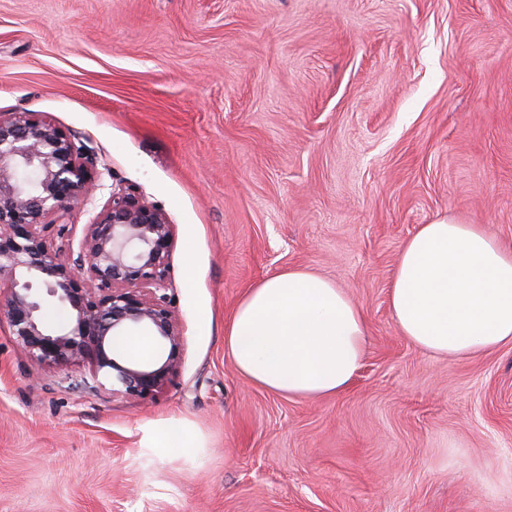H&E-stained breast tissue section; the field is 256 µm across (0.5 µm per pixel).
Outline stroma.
Here are the masks:
<instances>
[{"instance_id": "stroma-1", "label": "stroma", "mask_w": 512, "mask_h": 512, "mask_svg": "<svg viewBox=\"0 0 512 512\" xmlns=\"http://www.w3.org/2000/svg\"><path fill=\"white\" fill-rule=\"evenodd\" d=\"M52 118L175 226L184 352L152 398L38 371L0 320V512H512V344L400 335L403 243L448 217L512 245V0H0V113ZM316 272L368 316L341 394L247 382L224 323ZM182 420L195 448L144 445Z\"/></svg>"}]
</instances>
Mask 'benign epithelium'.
<instances>
[{
  "instance_id": "7a95c632",
  "label": "benign epithelium",
  "mask_w": 512,
  "mask_h": 512,
  "mask_svg": "<svg viewBox=\"0 0 512 512\" xmlns=\"http://www.w3.org/2000/svg\"><path fill=\"white\" fill-rule=\"evenodd\" d=\"M101 188L98 160L46 117L0 113V317L41 368L88 363L112 394L145 400L177 374L183 336L166 293L175 225L130 185L104 206L64 257L55 238L71 208ZM70 321H46L47 301ZM152 337L158 355L129 359L119 341Z\"/></svg>"
}]
</instances>
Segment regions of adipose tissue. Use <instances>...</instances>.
<instances>
[{
	"label": "adipose tissue",
	"mask_w": 512,
	"mask_h": 512,
	"mask_svg": "<svg viewBox=\"0 0 512 512\" xmlns=\"http://www.w3.org/2000/svg\"><path fill=\"white\" fill-rule=\"evenodd\" d=\"M401 334L435 356L492 352L512 343V248L483 225L437 219L404 243L390 285ZM365 310L309 270L264 279L224 326L238 372L270 392L318 399L345 391L360 369Z\"/></svg>",
	"instance_id": "ef3b65f1"
}]
</instances>
